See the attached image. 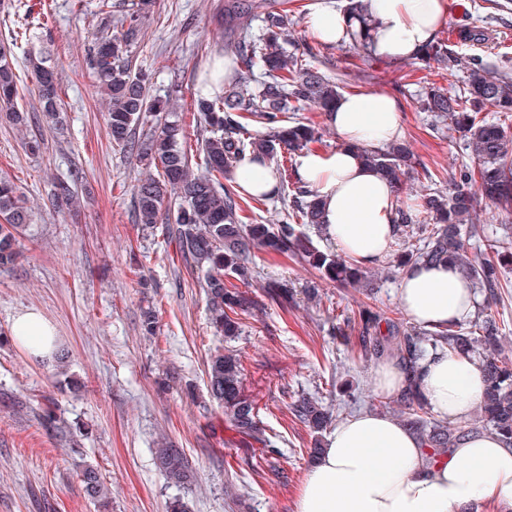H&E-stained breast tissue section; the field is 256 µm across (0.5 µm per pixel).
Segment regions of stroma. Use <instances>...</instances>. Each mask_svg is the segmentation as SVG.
Listing matches in <instances>:
<instances>
[{"label":"stroma","instance_id":"1","mask_svg":"<svg viewBox=\"0 0 512 512\" xmlns=\"http://www.w3.org/2000/svg\"><path fill=\"white\" fill-rule=\"evenodd\" d=\"M75 0H0V39L27 29L13 49L25 126L0 121V176L10 178L32 205L26 252L0 273V512H166L184 498L191 512H298L312 463L314 435L297 422L284 391L308 392L337 404L342 391L359 388L361 410L379 408L371 382L376 361L358 359L359 331L331 335L337 314L357 316L367 305L400 320V276L378 262L370 284L323 283L320 301L301 295L313 272L285 254L257 251L258 276L247 292L261 306L232 342L243 362L244 395L256 405L266 442L245 440L209 401L207 361L217 344L197 277L186 269L162 230L135 224L133 187L146 169L109 139L104 97L86 62L98 20L77 12ZM224 0H155L132 64L152 78V91L172 95L177 110L194 109L197 88L213 58L224 52L217 14ZM448 46L462 56L512 58V0H448ZM48 48L61 87V124L48 126L36 107L27 73L30 52ZM316 68L342 93H379L396 100L402 143L410 150L405 188L421 190L426 172L465 161L460 133L434 129L416 100L431 85L459 86L424 60L371 64L351 48L332 49ZM86 177L76 190L78 209L47 198L53 179L74 167ZM297 289L294 303L271 302L264 285ZM38 311L71 351L70 372L81 394L54 387L41 359L11 336L13 317ZM155 310L159 329L143 336V311ZM52 401L62 419L83 425L79 452L41 426L37 411ZM176 442L196 468L191 489L167 484L154 464L160 435ZM280 449L284 477L256 478L247 461L265 446ZM100 469L112 490L108 508L88 499L77 475L80 461ZM238 496L230 498L227 487Z\"/></svg>","mask_w":512,"mask_h":512}]
</instances>
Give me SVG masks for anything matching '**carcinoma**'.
I'll return each instance as SVG.
<instances>
[{
	"instance_id": "cac0c4a2",
	"label": "carcinoma",
	"mask_w": 512,
	"mask_h": 512,
	"mask_svg": "<svg viewBox=\"0 0 512 512\" xmlns=\"http://www.w3.org/2000/svg\"><path fill=\"white\" fill-rule=\"evenodd\" d=\"M107 20L89 42L87 66L109 100L106 130L112 142L128 149L153 172L134 186L137 223L147 229L167 226L180 257L190 270L201 275L202 288L215 332L221 340L233 341L243 333L244 317L259 308L247 292L231 288L226 277L244 285L256 273L254 250L288 253L301 257L320 273V278L351 285L367 278L368 270L349 255L318 248L303 231L304 226L322 228L318 195L300 178L290 183L285 159L322 141L319 128L302 121L304 110L330 112L341 97L338 86L312 66L316 53L292 41L283 5L286 0H224L222 22L224 49L231 56V76L223 91L198 96L207 135L201 136L196 151L200 163L183 146L181 114L166 98L152 96L146 78L132 70L134 37L150 13L153 0H137L124 14L112 17V0H98ZM347 10L357 13L359 29L351 32L350 44L364 62L377 56L371 48L372 20L363 6L349 0ZM261 22L254 34L249 23ZM121 32L112 34V23ZM27 39V31L0 40V116L22 124L27 121L18 107L17 75L13 43ZM452 73L469 72L465 87L451 92L432 86L417 101V108L437 123H448L461 133L463 151L474 164L461 163L448 172V191L435 189L413 196V202L395 208L397 230L422 245L407 244L396 252L395 271L411 265L448 261L457 266L475 288L484 293V303L501 301V269L512 264V248L500 246L494 255L471 252L481 235L475 224L476 195H481L499 213L512 214V135L503 122L488 120V113H512V73L509 61L489 56L461 57L448 51V40H433L423 54ZM30 75L38 89L39 111L52 121L60 118L62 100L55 66L42 52L28 58ZM157 117V126L145 138H136L134 128L147 116ZM268 127L255 136L249 124ZM359 159L385 176L395 191L403 189L407 162L405 148L389 145L381 149L362 147ZM249 159L272 166L276 186L272 193L245 198L233 179L234 169ZM82 172L75 170L67 180L52 182L57 204L74 207L75 184ZM286 199L288 209L274 224L247 222L242 212L250 203ZM32 208L16 185L0 179V270L14 266L21 257L20 237L30 224ZM267 296L284 306L293 300L292 291L275 282L266 285ZM386 323L387 333L381 332ZM359 354L365 359L390 353L399 360L408 383L392 403L402 421L419 437L428 463L433 464L463 439L460 431L430 417V408L418 387V362L431 350L448 349L461 356H475L481 363L483 398L478 418L486 431L512 444V360L499 354V326L487 318L474 330L448 324L424 332L401 324L383 313L365 307L359 311ZM210 398L224 409V416L244 438L264 440L258 411L242 393V364L232 349L218 347L207 364ZM292 416L316 433L334 421V408L311 394H301L289 404ZM38 419L45 428L68 443L83 435L81 424L61 423L51 406ZM274 448L251 461L255 475L277 471ZM155 462L167 481L189 486L194 473L183 451L163 436L156 443ZM83 492L100 505L107 503L109 488L98 467L84 463L79 471Z\"/></svg>"
}]
</instances>
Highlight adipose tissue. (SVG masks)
Segmentation results:
<instances>
[{"instance_id": "ef3b65f1", "label": "adipose tissue", "mask_w": 512, "mask_h": 512, "mask_svg": "<svg viewBox=\"0 0 512 512\" xmlns=\"http://www.w3.org/2000/svg\"><path fill=\"white\" fill-rule=\"evenodd\" d=\"M364 4L375 22V52L395 61L418 58L448 15L447 0ZM329 121L341 148L301 154L299 175L320 196L321 222L336 247L363 264L382 260L396 232V196L382 176L360 162L356 150L378 149L401 137L397 105L383 94H345ZM399 304L412 321L434 327L468 319L476 296L452 264H421L403 275ZM12 331L32 356L50 355L54 332L38 312L17 314ZM419 377L432 412L442 419L467 417L482 395L481 366L470 357L431 352ZM487 499L512 504L511 446L474 432L430 464L408 426L363 411L331 432L308 475L299 512H467Z\"/></svg>"}]
</instances>
